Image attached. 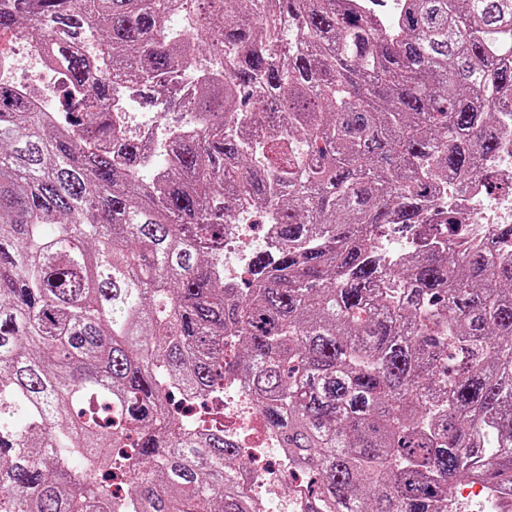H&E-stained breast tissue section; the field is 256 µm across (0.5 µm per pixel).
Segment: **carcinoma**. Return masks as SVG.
<instances>
[{
  "label": "carcinoma",
  "mask_w": 512,
  "mask_h": 512,
  "mask_svg": "<svg viewBox=\"0 0 512 512\" xmlns=\"http://www.w3.org/2000/svg\"><path fill=\"white\" fill-rule=\"evenodd\" d=\"M27 27L90 93L59 126L0 86V512H252L224 429L173 409L231 376L306 512L512 489V224L465 246L440 204L450 176L512 194V0H9ZM203 53L228 62L186 100ZM120 82L195 112L158 164ZM267 210L277 246L224 282V229Z\"/></svg>",
  "instance_id": "carcinoma-1"
}]
</instances>
